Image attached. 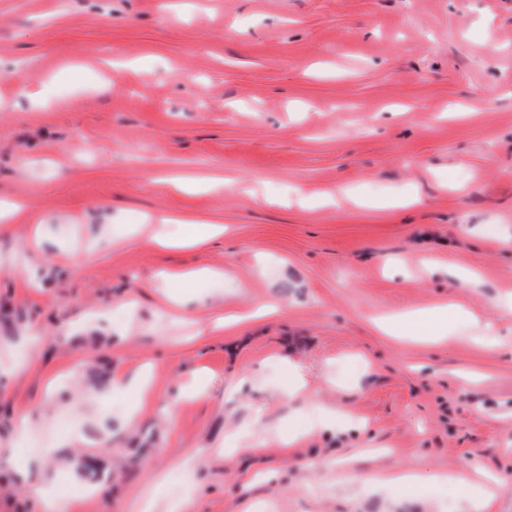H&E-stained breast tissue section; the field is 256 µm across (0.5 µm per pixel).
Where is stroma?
I'll return each mask as SVG.
<instances>
[{"label":"stroma","mask_w":512,"mask_h":512,"mask_svg":"<svg viewBox=\"0 0 512 512\" xmlns=\"http://www.w3.org/2000/svg\"><path fill=\"white\" fill-rule=\"evenodd\" d=\"M13 203L0 512H512V0H0ZM448 310L457 317L466 315V311L461 306L450 304L424 314L418 329H412L411 323L404 324V327H410L420 339L431 341L443 339L447 337L444 335L446 330L448 333ZM423 479H425V475L421 469L419 461H415L411 466L401 472L376 478V480L381 484H393L407 489L411 488ZM440 480H447L465 492L476 491L470 499L471 512H483L488 502L494 497V493L481 487L479 480L474 478V468L471 465L461 466L448 473L441 475Z\"/></svg>","instance_id":"stroma-1"}]
</instances>
